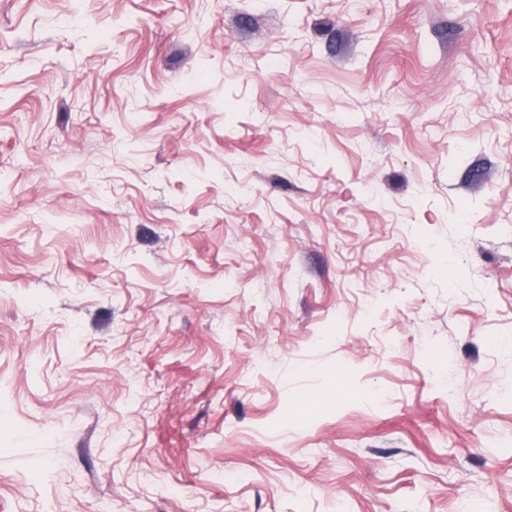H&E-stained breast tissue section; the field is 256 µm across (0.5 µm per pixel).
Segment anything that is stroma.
I'll use <instances>...</instances> for the list:
<instances>
[{
    "instance_id": "1",
    "label": "stroma",
    "mask_w": 512,
    "mask_h": 512,
    "mask_svg": "<svg viewBox=\"0 0 512 512\" xmlns=\"http://www.w3.org/2000/svg\"><path fill=\"white\" fill-rule=\"evenodd\" d=\"M512 512V0H0V512Z\"/></svg>"
}]
</instances>
